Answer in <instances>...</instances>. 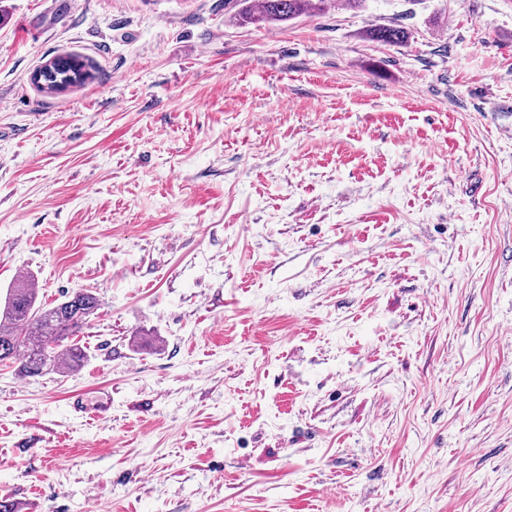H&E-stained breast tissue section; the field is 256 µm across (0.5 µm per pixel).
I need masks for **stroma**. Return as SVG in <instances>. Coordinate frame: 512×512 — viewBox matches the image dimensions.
Listing matches in <instances>:
<instances>
[{
    "mask_svg": "<svg viewBox=\"0 0 512 512\" xmlns=\"http://www.w3.org/2000/svg\"><path fill=\"white\" fill-rule=\"evenodd\" d=\"M237 10L0 0V299L100 303L0 366V495L512 512V0ZM325 0H239L242 6L233 19L244 24L286 22L309 10L322 12ZM37 289L28 277L18 278L8 289L0 307L1 365L18 362L27 376L80 368L88 355L76 338L96 315L98 299L77 291L47 307L38 303Z\"/></svg>",
    "mask_w": 512,
    "mask_h": 512,
    "instance_id": "35a3bbf8",
    "label": "stroma"
}]
</instances>
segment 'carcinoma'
I'll list each match as a JSON object with an SVG mask.
<instances>
[{
    "mask_svg": "<svg viewBox=\"0 0 512 512\" xmlns=\"http://www.w3.org/2000/svg\"><path fill=\"white\" fill-rule=\"evenodd\" d=\"M234 20L244 24L286 22L312 10H324V0H239ZM375 40L398 43L406 39L400 28H379ZM99 309L98 299L77 291L47 307L37 301L35 283L21 277L9 288L0 308V363H20L27 376L51 370L63 373L80 368L87 360L77 337Z\"/></svg>",
    "mask_w": 512,
    "mask_h": 512,
    "instance_id": "1",
    "label": "carcinoma"
}]
</instances>
